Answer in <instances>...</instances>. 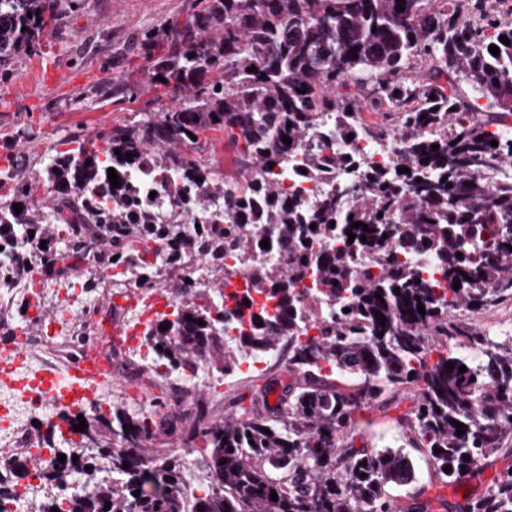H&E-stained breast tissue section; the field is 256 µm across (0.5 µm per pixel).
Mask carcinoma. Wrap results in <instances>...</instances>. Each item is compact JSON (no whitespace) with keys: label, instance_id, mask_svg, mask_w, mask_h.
<instances>
[{"label":"carcinoma","instance_id":"1","mask_svg":"<svg viewBox=\"0 0 512 512\" xmlns=\"http://www.w3.org/2000/svg\"><path fill=\"white\" fill-rule=\"evenodd\" d=\"M65 2L0 0L1 69L51 36ZM502 2L208 0L156 33L167 51L146 73L152 88L192 95L53 158L44 181L12 166L0 172V187L9 186L0 197V253L16 256L38 230L45 252L61 240L80 257L96 236L126 280L155 281L179 296V260L200 257L220 273L223 307L183 299L175 319L159 320L169 328L150 332L152 352L174 369L204 363L224 375L246 353L281 352L288 376L238 397L235 417L219 421L198 401L193 420L181 418L179 433L201 448L213 478L202 497L186 482L177 449L143 446L167 415L93 405L49 425L48 456L32 465L6 458L0 512H12L18 480L32 474L42 485L40 512H397L389 489L414 481L412 462L401 449L355 446L352 415L410 386L408 443L425 454L440 487H474L464 502L444 503L448 512H512V465L484 479L487 466L512 457V337L496 340L474 324L512 301V178L491 186L476 174L512 158L490 145L488 131L512 118V8L501 11ZM209 72L216 78L205 83ZM470 91L487 109L466 101ZM325 113L357 137L392 126L406 148L384 168L318 151L307 139ZM207 130L227 134L241 170L272 173L289 154L307 176L353 165L362 176L315 201L283 193L272 178L231 190L203 163L198 137ZM144 159L193 211L224 198L226 226L189 227L179 213L158 223L125 176ZM40 186L57 215L46 229ZM154 244L167 247L169 265L145 262ZM265 250L284 262L259 260ZM411 253L434 256L436 273L408 261ZM356 259L361 266L349 270ZM245 262L244 287L225 292ZM235 312L229 343L215 316ZM80 415L86 428L76 431Z\"/></svg>","mask_w":512,"mask_h":512}]
</instances>
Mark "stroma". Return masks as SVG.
Wrapping results in <instances>:
<instances>
[{"mask_svg":"<svg viewBox=\"0 0 512 512\" xmlns=\"http://www.w3.org/2000/svg\"><path fill=\"white\" fill-rule=\"evenodd\" d=\"M203 0H76L59 13L53 37L33 52L20 55L0 70V169L18 166L21 173H45L51 159L72 148L75 139L92 138L132 120L141 109L161 111L171 91L147 88V56L162 57L152 34L172 22L199 13ZM284 362L236 371L226 378L224 397L209 401L213 416L225 418L227 397L251 393L267 377L284 376ZM398 409L365 407L354 416L357 444L400 448L415 468L413 483L395 488L399 501L417 493L436 501H462L459 489L439 488L426 457L407 444Z\"/></svg>","mask_w":512,"mask_h":512,"instance_id":"35a3bbf8","label":"stroma"}]
</instances>
